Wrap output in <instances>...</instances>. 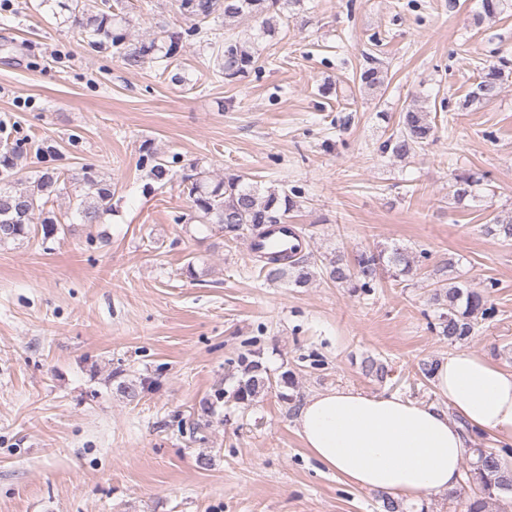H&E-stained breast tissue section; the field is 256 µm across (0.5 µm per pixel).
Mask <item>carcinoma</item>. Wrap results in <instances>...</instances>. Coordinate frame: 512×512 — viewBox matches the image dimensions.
I'll return each mask as SVG.
<instances>
[{
    "instance_id": "cac0c4a2",
    "label": "carcinoma",
    "mask_w": 512,
    "mask_h": 512,
    "mask_svg": "<svg viewBox=\"0 0 512 512\" xmlns=\"http://www.w3.org/2000/svg\"><path fill=\"white\" fill-rule=\"evenodd\" d=\"M301 0H180L182 13L194 20L182 32H171L163 40V57L174 59L183 51L184 43L203 34L200 22L217 13L227 20H259L263 30L275 32L277 18L285 5L298 4ZM72 13L78 16L77 23L88 43L94 47L112 50L127 65L140 67L150 61L156 42L133 43L124 25L123 17L114 13L111 0H101V8H87L84 0H72ZM213 44L217 47L219 73L227 82H232L252 72H259L253 51L240 41L216 33ZM512 61L500 57L486 62L480 80L465 99L463 106L484 105L496 99L501 91L505 69ZM359 81L371 88L384 83L381 71L368 67L360 71ZM435 134V126L428 111L409 106L404 110L400 131L380 145L383 154L403 158L417 153ZM45 159L53 158L57 148L47 140L33 141L30 137H14L0 152V244L22 241L38 233L48 241L65 232L68 225L47 205L66 196L69 210L83 224H98L103 215L112 211V180L101 176L93 167L85 166L77 173H68L58 167L44 166L33 174L18 176V161L31 149ZM177 159L170 161L150 149H144L141 164L149 167L148 176L158 184H165L173 175ZM184 191L191 203L190 220L209 228H218L231 238H262L274 224L286 223L288 213L300 204L302 191L287 192L272 187H263L248 182L242 176L228 174L215 177L209 170L190 166V172L181 177ZM480 180L466 172L456 173L450 188L459 202L476 198L475 187ZM485 232L512 240V215L495 216L485 225ZM261 271L271 283L291 282L302 286L310 280L307 260L293 261L286 256L258 255ZM428 254H417L395 248L389 256L384 252L363 249L357 252L353 262L343 258L329 260L326 270L329 278L344 284L354 292L369 294L380 284L385 267L396 269L393 277L409 275L425 264ZM445 268L435 270L433 279L434 300L441 306L434 329L449 340H462L472 335L481 321L495 316V307L490 301V290L496 287L491 281L487 288L477 290L448 286L443 278ZM241 377L232 393L238 404L248 405L262 392L272 386L271 377L261 361V352L248 349L238 357ZM512 455V448H473V459L463 469L461 488L471 494L459 498L453 492L449 500L460 499L458 506L464 512H512V491L503 487L512 485V469L504 465V459Z\"/></svg>"
}]
</instances>
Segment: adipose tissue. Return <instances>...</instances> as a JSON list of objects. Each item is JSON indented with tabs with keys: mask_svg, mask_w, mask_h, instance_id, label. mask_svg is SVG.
Listing matches in <instances>:
<instances>
[{
	"mask_svg": "<svg viewBox=\"0 0 512 512\" xmlns=\"http://www.w3.org/2000/svg\"><path fill=\"white\" fill-rule=\"evenodd\" d=\"M439 403L338 388L296 419L310 455L348 484L408 501L453 489L470 454L461 422L512 445V366L460 350L434 366Z\"/></svg>",
	"mask_w": 512,
	"mask_h": 512,
	"instance_id": "obj_1",
	"label": "adipose tissue"
}]
</instances>
